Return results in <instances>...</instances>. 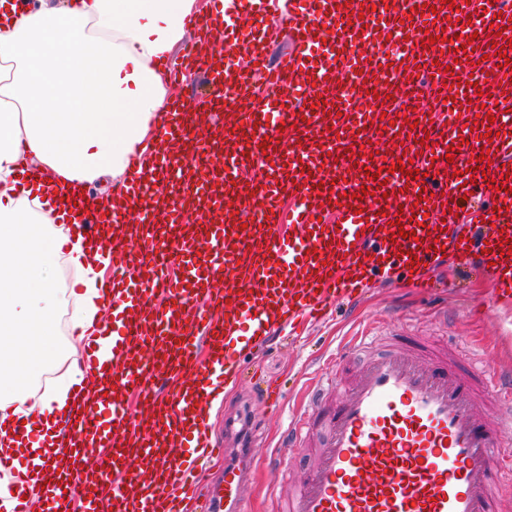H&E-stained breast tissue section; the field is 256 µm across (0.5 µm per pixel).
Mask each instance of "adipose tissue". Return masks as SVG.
I'll list each match as a JSON object with an SVG mask.
<instances>
[{
  "mask_svg": "<svg viewBox=\"0 0 512 512\" xmlns=\"http://www.w3.org/2000/svg\"><path fill=\"white\" fill-rule=\"evenodd\" d=\"M209 0H0V423L27 422L24 438L0 432V449H20L33 491L36 461L69 439L58 421L73 384L95 391L96 375L63 365L46 337L53 321L52 260L85 274L72 316L75 343L93 336L105 310L103 271L85 265L73 229L81 213L67 205L72 186L106 178L93 197L107 209L131 176L130 161L155 159L160 117L171 100L168 65L187 26ZM62 367L60 384L41 394L19 378L21 365Z\"/></svg>",
  "mask_w": 512,
  "mask_h": 512,
  "instance_id": "obj_1",
  "label": "adipose tissue"
}]
</instances>
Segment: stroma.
I'll list each match as a JSON object with an SVG mask.
<instances>
[{"label":"stroma","instance_id":"obj_1","mask_svg":"<svg viewBox=\"0 0 512 512\" xmlns=\"http://www.w3.org/2000/svg\"><path fill=\"white\" fill-rule=\"evenodd\" d=\"M54 270L55 337L66 357L70 354V317L76 308L70 289L82 271L62 260L55 262ZM368 333L381 338L400 335L418 350L449 337L457 344L453 355L458 364L476 356L488 365L512 368V299L498 294L489 269L464 267L450 260L433 273L427 288L402 278L387 287L371 278L356 300L332 302L324 322L270 344L260 343L242 359L231 387L212 411L216 431H223L225 418L231 417L242 437L258 438L257 465L251 484L242 493V512H261L268 502L269 476L263 467L268 454L279 453L287 467V477L280 480L282 487H289L290 476L302 473L305 457L296 450L279 448L280 435L292 415L303 412L312 379L331 374L340 360L357 369V361L343 358L342 352L355 336ZM264 390L270 391L269 399L261 398Z\"/></svg>","mask_w":512,"mask_h":512}]
</instances>
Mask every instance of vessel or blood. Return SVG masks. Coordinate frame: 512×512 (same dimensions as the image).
Segmentation results:
<instances>
[{"label": "vessel or blood", "instance_id": "b4317fda", "mask_svg": "<svg viewBox=\"0 0 512 512\" xmlns=\"http://www.w3.org/2000/svg\"><path fill=\"white\" fill-rule=\"evenodd\" d=\"M278 8L229 0L198 19L224 30L208 70L214 94L203 106L174 99L164 114V148L127 188L146 223H125L121 210L84 216L90 247L112 226V317L98 327L112 361L87 345L83 365L102 395L76 388L70 456L41 460L46 512L75 500L81 512H184L196 499L205 512H236L246 465L226 464L209 488L199 473L223 452L208 405L254 337L320 318L376 272L424 282L446 251L491 267L512 295V113L473 112L482 91L512 102V55L501 52L512 13L501 0H298L293 49L272 63ZM466 18L474 28L461 29ZM452 60L464 79H448ZM421 81L426 108L396 100ZM369 137L400 150L369 154ZM401 159L420 178L397 170ZM473 196L485 201L478 230L451 233ZM482 398L512 400V374L476 364L463 373L448 357L390 344L319 388L309 416L289 425V447L313 457L290 493L273 491L269 512H512V450L497 441L500 421L477 409ZM84 458L95 466L81 470Z\"/></svg>", "mask_w": 512, "mask_h": 512}]
</instances>
